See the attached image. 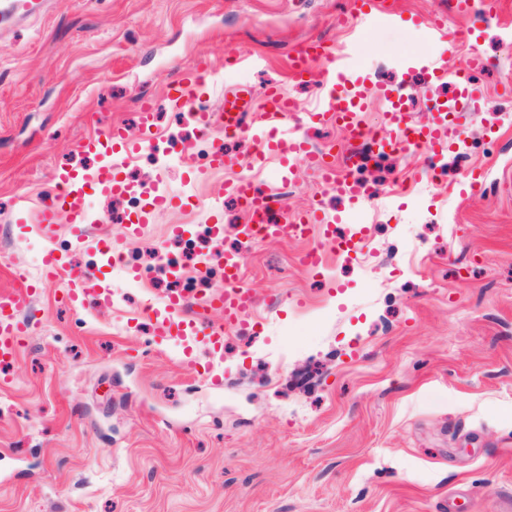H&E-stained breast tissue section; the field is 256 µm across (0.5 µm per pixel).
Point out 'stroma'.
<instances>
[{
  "label": "stroma",
  "mask_w": 512,
  "mask_h": 512,
  "mask_svg": "<svg viewBox=\"0 0 512 512\" xmlns=\"http://www.w3.org/2000/svg\"><path fill=\"white\" fill-rule=\"evenodd\" d=\"M451 2L395 0L403 23L371 24L351 21V0H41L39 14L0 24V290L36 289L18 356L0 365V512H512V0L490 21ZM433 13L452 32L479 28L477 47L448 48L412 25ZM310 38L359 60L372 82L407 84L416 123L427 100L451 94L423 78L426 62L454 71L475 51L492 62L433 180L394 198L425 156H381L357 173L378 184L372 202L323 194L337 233L366 235L351 261L316 235L242 238L208 138L164 98L205 60L210 108L226 88L260 95L274 80L315 106L316 89L287 76ZM144 95L155 148L128 162L133 193L87 197L85 242L64 228L46 241L36 213L53 170L95 167L79 145L111 125L139 141ZM470 172L480 189L450 192ZM315 181L273 153L257 177L287 190L284 224L309 207ZM156 184L182 207L130 234L127 215ZM110 237L141 282L109 265L97 243ZM317 246L324 266L302 267ZM50 248L101 270L99 295L74 304L46 281ZM215 251L242 257L255 300L244 325L225 329L219 352L155 342L146 304L222 289L223 268H195Z\"/></svg>",
  "instance_id": "35a3bbf8"
}]
</instances>
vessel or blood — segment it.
Returning <instances> with one entry per match:
<instances>
[{
  "label": "vessel or blood",
  "mask_w": 512,
  "mask_h": 512,
  "mask_svg": "<svg viewBox=\"0 0 512 512\" xmlns=\"http://www.w3.org/2000/svg\"><path fill=\"white\" fill-rule=\"evenodd\" d=\"M352 14L361 21L389 22L394 13L388 11L382 0H352ZM488 62L481 55H473L468 71L449 72L439 67H430L432 78L459 86L461 92L454 107L446 104L429 105L433 118L426 124L412 123L404 103L406 92L381 89L386 102L383 114V127L376 130L366 126L361 112L367 99L372 95V87L347 83L345 74L348 64L342 63L332 44L322 40H310L302 44L291 56L289 74L298 82L309 78H319L324 85L323 109L318 112V121L331 123L340 128L348 142L355 144L377 138L382 140L384 150L406 156L419 151L428 157L441 156L448 149V125L460 122L471 101L477 100L478 89L473 84V75L487 68ZM214 78L213 69L204 62L197 63L168 82V100L178 109L194 114L202 134H209L213 127H220L227 135L236 137L252 134L261 148L275 150L282 155L300 161L322 180L327 191L339 194L351 203H359L369 198L371 191L359 182L349 171H338L335 165V150L331 147L315 148L289 129L288 114L294 111L295 104L277 86H270L263 94L264 123L251 128L244 122L250 111L254 91L245 84L225 92L224 105L219 111H211L204 106L205 87ZM126 140L125 130L113 126L104 138L81 142V150L103 156V163L93 171L68 169L56 173L53 180L57 186L44 201L40 224L46 238H54L59 222H67L76 240H83L86 227L84 200L87 191L97 190L104 194L124 195L128 185L122 176V162L118 158L119 146ZM243 207L248 222L260 224L263 238H274L281 234L282 225L272 218L271 195L249 182H238L230 187ZM320 226L321 235L328 244L335 246L338 253L355 257L360 248L356 238L337 237L335 227L326 223L317 206H309L294 218L293 229L299 236L311 234L313 226ZM217 261L224 268V287L212 293L208 305L220 309L224 314V328H214L205 320L200 310L190 309L186 299L177 293L168 296L161 315L156 318V333L159 338H203L221 345L225 327L241 322L253 306L250 291L241 283V263L237 256L218 255ZM47 280L65 277L67 297L79 301L80 297L96 288L99 275L92 270L65 272V261L55 251H47L44 259ZM33 294L32 286H19L0 291V360L8 361L16 356L26 331L20 318L21 311L29 304Z\"/></svg>",
  "instance_id": "obj_1"
}]
</instances>
